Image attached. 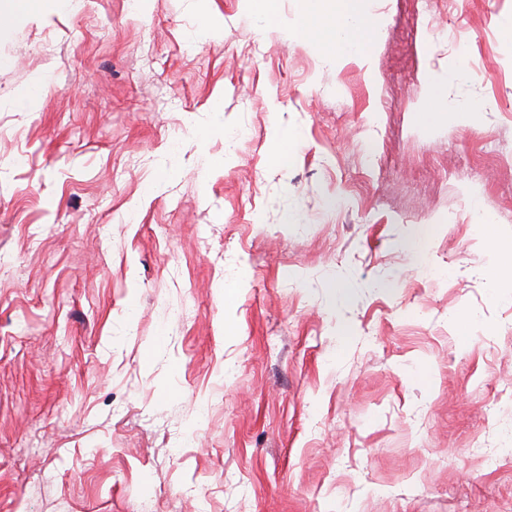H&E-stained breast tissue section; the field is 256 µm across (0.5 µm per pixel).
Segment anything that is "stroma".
I'll return each instance as SVG.
<instances>
[{
	"instance_id": "1",
	"label": "stroma",
	"mask_w": 512,
	"mask_h": 512,
	"mask_svg": "<svg viewBox=\"0 0 512 512\" xmlns=\"http://www.w3.org/2000/svg\"><path fill=\"white\" fill-rule=\"evenodd\" d=\"M459 3L363 60L282 36L334 0H0V512H512V0Z\"/></svg>"
}]
</instances>
